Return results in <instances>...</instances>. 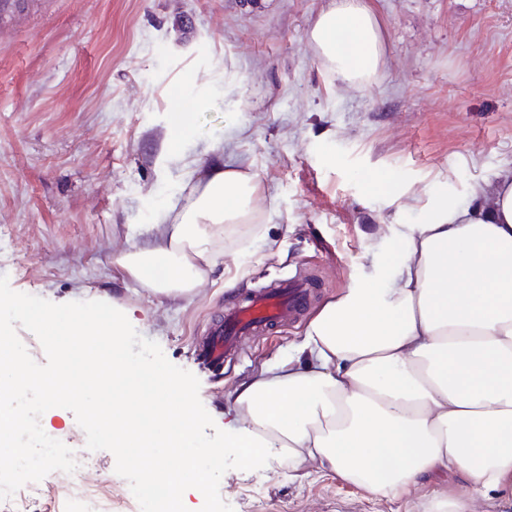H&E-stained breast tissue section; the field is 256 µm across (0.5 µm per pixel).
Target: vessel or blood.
<instances>
[{
    "label": "vessel or blood",
    "mask_w": 512,
    "mask_h": 512,
    "mask_svg": "<svg viewBox=\"0 0 512 512\" xmlns=\"http://www.w3.org/2000/svg\"><path fill=\"white\" fill-rule=\"evenodd\" d=\"M309 287V281L297 274L258 291L243 306L225 310L199 345L200 364L211 372L219 370L230 353L241 352L244 336L296 318L307 302Z\"/></svg>",
    "instance_id": "1"
}]
</instances>
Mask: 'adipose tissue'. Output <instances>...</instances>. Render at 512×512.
<instances>
[{"label":"adipose tissue","mask_w":512,"mask_h":512,"mask_svg":"<svg viewBox=\"0 0 512 512\" xmlns=\"http://www.w3.org/2000/svg\"><path fill=\"white\" fill-rule=\"evenodd\" d=\"M308 39L350 87L370 85L385 57L365 0H329ZM257 184L214 158L161 242L118 265L158 294H193L225 225L254 222ZM471 194L473 207L432 200L406 248L325 302L287 360L234 387L228 447L314 464L385 497L442 475L466 484L467 496L431 512H475L493 494L512 501V170Z\"/></svg>","instance_id":"ef3b65f1"}]
</instances>
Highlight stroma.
Instances as JSON below:
<instances>
[{
  "label": "stroma",
  "instance_id": "obj_1",
  "mask_svg": "<svg viewBox=\"0 0 512 512\" xmlns=\"http://www.w3.org/2000/svg\"><path fill=\"white\" fill-rule=\"evenodd\" d=\"M368 2L386 53L360 89L337 82L307 40L327 0H19L0 14V275L53 303L126 312L229 425L233 387L287 359L313 311L388 262L432 199L467 200L473 182L512 169V0ZM219 154L258 174V221L225 225L193 296L156 294L115 259L159 240ZM295 272L314 289L299 319L251 337L223 376L205 371L195 347L209 318ZM40 423L85 447L70 410ZM77 485L112 503L129 483L100 450L78 479L60 471L21 492L34 512H74ZM463 490L443 477L382 498L277 462L229 470L219 486L234 512H425Z\"/></svg>",
  "mask_w": 512,
  "mask_h": 512
}]
</instances>
